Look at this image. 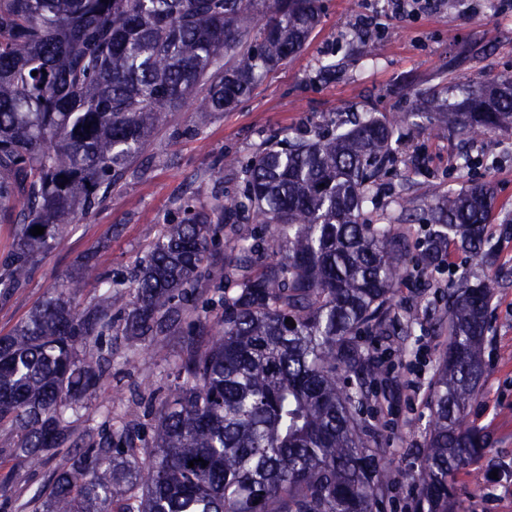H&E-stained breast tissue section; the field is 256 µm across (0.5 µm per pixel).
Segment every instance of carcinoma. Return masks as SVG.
Here are the masks:
<instances>
[{
	"label": "carcinoma",
	"mask_w": 512,
	"mask_h": 512,
	"mask_svg": "<svg viewBox=\"0 0 512 512\" xmlns=\"http://www.w3.org/2000/svg\"><path fill=\"white\" fill-rule=\"evenodd\" d=\"M320 15V0H0V219L16 225L3 293L21 287L37 256L126 173L147 171L133 161L164 110L203 85L198 125L234 108L303 48ZM418 96L417 113L369 117L316 139L276 136L245 167L229 157L241 199L227 204L216 191L206 208L184 203L181 220L165 224L139 261L121 329L130 348L161 350L184 337L152 444L129 422H107L74 442L34 512H374L391 475L362 416L381 365L359 330L397 334L389 303L405 243L364 212L408 117L431 114L469 140L512 130L511 75L454 102L446 87ZM18 195L26 204L16 212ZM496 208L485 183L445 196L432 210L441 230L430 250L451 232L481 253ZM241 220L273 228L277 258L259 262L257 247L238 238L224 268L236 288L222 293L224 312L205 329L193 317L204 263L224 226ZM36 225L44 234L30 233ZM79 290L68 282L0 336V427L15 432L19 457L69 443L67 411L112 365L110 345L86 357L114 323L105 308L77 311ZM490 294L482 281L448 295V348L413 471L427 512H455V478L484 448L468 408L484 377Z\"/></svg>",
	"instance_id": "1"
}]
</instances>
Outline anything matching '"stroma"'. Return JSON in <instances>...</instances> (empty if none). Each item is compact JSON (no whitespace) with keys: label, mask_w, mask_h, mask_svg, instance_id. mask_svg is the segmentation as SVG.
I'll list each match as a JSON object with an SVG mask.
<instances>
[{"label":"stroma","mask_w":512,"mask_h":512,"mask_svg":"<svg viewBox=\"0 0 512 512\" xmlns=\"http://www.w3.org/2000/svg\"><path fill=\"white\" fill-rule=\"evenodd\" d=\"M319 24L303 49L264 73L251 94L234 109L216 113L204 127L194 114L204 98L197 89L178 109L164 112L154 131L145 178L120 181L91 214L67 226L58 242L41 255L23 286L0 296V336L12 334L30 312L55 294L63 282L86 278L77 309L107 307L120 319L135 295L132 271L164 224L179 221L185 201L205 206L215 190L225 199L240 196V174L228 171L224 158L250 161L269 137L285 131L305 138L331 129L346 130L356 120L388 119L410 111L416 92L431 87H466L486 77L512 75V13L500 12L498 0H444L439 13L418 19L392 14L386 0H321ZM373 16L370 31L358 26ZM332 62L336 72L322 73ZM396 159L374 190L366 214L376 224L392 225L411 252L392 297V313L411 324L406 344L384 347L363 336L367 351L384 355L386 371L364 401V417L379 434L378 460L392 482L374 512H415L418 489L412 465L427 446L432 417L430 390L448 344V293L462 278H496L489 303L483 361L484 379L469 407V421L487 434L489 452L472 470L457 477L460 512H512V134L496 132L462 145L442 126L421 122L401 131ZM470 163L460 168L458 155ZM489 184L500 204L487 227L485 248L493 265L449 241V253L435 263L422 258V245L435 231L429 208L443 194H460L473 184ZM417 202V218L403 220L402 197ZM244 236L269 259L270 231L261 224L225 229L217 259L199 284L197 315L213 323L223 307L224 260L230 240ZM182 336L169 337L164 350L143 345L128 350L112 339V368L94 396L68 411L73 437L96 434L106 412L134 418L152 434L156 410L174 388ZM16 436L0 429V484L8 485L10 503L0 512H31L30 498L47 490L55 469L68 458L61 448L39 464L16 457ZM481 480H473V472Z\"/></svg>","instance_id":"1"}]
</instances>
